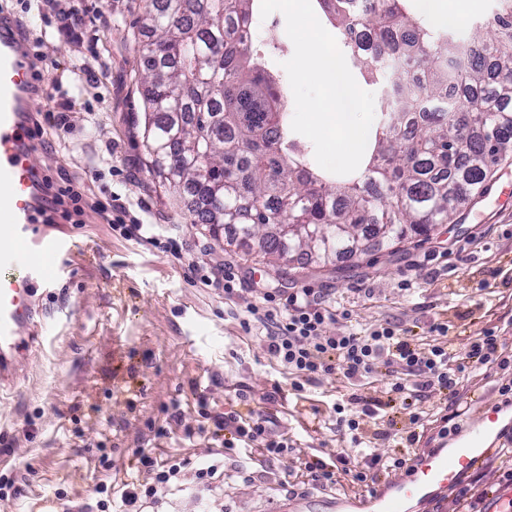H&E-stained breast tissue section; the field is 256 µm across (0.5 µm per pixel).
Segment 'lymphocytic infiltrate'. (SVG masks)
I'll list each match as a JSON object with an SVG mask.
<instances>
[{
  "mask_svg": "<svg viewBox=\"0 0 512 512\" xmlns=\"http://www.w3.org/2000/svg\"><path fill=\"white\" fill-rule=\"evenodd\" d=\"M247 313L256 327L265 330L268 353L287 370L293 390L299 393L328 375L339 373L359 381L385 366L393 377L391 393L404 403L423 398L445 404L480 372L497 376L501 394L512 395V347L492 328L460 346L448 340V327L441 323L433 325L436 337L429 343L401 336L390 322L360 333L332 332L328 326L335 322L337 310L311 288L288 294L264 292ZM350 402L355 412L337 418L336 426L349 435L351 445L337 449L334 467L317 459L305 461L313 485L336 487L343 474L370 492L381 479L411 472L414 457L409 450L383 457L362 448L359 417L377 415L380 401L355 395ZM140 463L142 476L124 482L120 494H113L105 484L96 487L97 512H110L116 498L121 501L120 512H143L144 504L182 482L188 466L187 460L177 457L160 462L148 455Z\"/></svg>",
  "mask_w": 512,
  "mask_h": 512,
  "instance_id": "f902f5d3",
  "label": "lymphocytic infiltrate"
}]
</instances>
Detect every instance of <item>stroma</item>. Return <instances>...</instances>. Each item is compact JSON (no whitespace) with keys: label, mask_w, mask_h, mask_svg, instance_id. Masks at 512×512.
<instances>
[{"label":"stroma","mask_w":512,"mask_h":512,"mask_svg":"<svg viewBox=\"0 0 512 512\" xmlns=\"http://www.w3.org/2000/svg\"><path fill=\"white\" fill-rule=\"evenodd\" d=\"M149 0H0V12L24 28L44 55V84L31 108L67 98V125L44 129L32 157L42 174L67 175L87 200L120 197L131 217L182 240L181 257L121 237L106 215L85 210L55 232L89 248L74 254L69 275L40 290L39 333L0 389V476L16 477L20 497H1L0 512H67L95 502L98 483L121 487L141 456L178 455L201 465L224 463V480L198 493L193 477L160 495L149 512H253L272 495L316 500L302 467L336 463L349 437L336 429V407L351 394L386 399L389 376L361 383L335 374L295 394L288 373L270 356L260 331L240 321L257 288H312L349 318L338 329L363 331L391 321L425 340L432 324L448 325L455 343L498 328L512 345V157L496 166L479 197L428 238L328 265L278 268L244 242L215 240L191 223L185 204L145 166L139 119L145 89L137 44ZM83 20L65 28L72 5ZM209 271L203 285L189 265ZM241 281L224 297V276ZM209 418H202L200 408ZM256 418L286 439L269 457L258 448L226 450L229 415ZM443 410L411 427L401 406L363 418L373 453L387 456L400 435L416 431L415 454L449 448Z\"/></svg>","instance_id":"obj_1"}]
</instances>
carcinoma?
Segmentation results:
<instances>
[{
	"label": "carcinoma",
	"mask_w": 512,
	"mask_h": 512,
	"mask_svg": "<svg viewBox=\"0 0 512 512\" xmlns=\"http://www.w3.org/2000/svg\"><path fill=\"white\" fill-rule=\"evenodd\" d=\"M150 0L140 51L146 86L141 133L148 170L191 197L193 223L229 239L260 236L275 261L327 264L355 253L347 240L383 233L379 246L428 237L479 194L491 168L512 153V0L468 36L429 24L416 0H318L334 23L354 78L380 85L364 168H321L291 128L281 82L236 26L257 0ZM368 39L355 53L352 34ZM448 100L406 118L421 95ZM280 224H342L330 253L313 256L308 239L281 237Z\"/></svg>",
	"instance_id": "obj_1"
}]
</instances>
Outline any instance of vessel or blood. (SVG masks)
<instances>
[{
	"instance_id": "b4317fda",
	"label": "vessel or blood",
	"mask_w": 512,
	"mask_h": 512,
	"mask_svg": "<svg viewBox=\"0 0 512 512\" xmlns=\"http://www.w3.org/2000/svg\"><path fill=\"white\" fill-rule=\"evenodd\" d=\"M42 73L21 30L0 16V384L14 377L11 358L37 333L36 290L59 280L80 239L49 238L41 226L50 214L42 176L30 158L39 144L30 120ZM496 412L478 407L457 448L424 456L413 475L399 474L367 499L373 512H408L417 498H436L493 454Z\"/></svg>"
}]
</instances>
